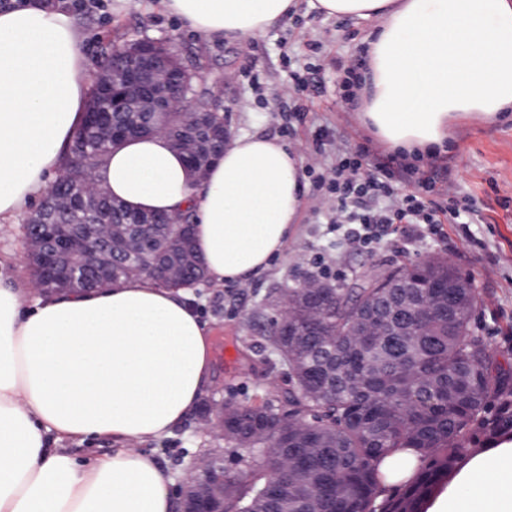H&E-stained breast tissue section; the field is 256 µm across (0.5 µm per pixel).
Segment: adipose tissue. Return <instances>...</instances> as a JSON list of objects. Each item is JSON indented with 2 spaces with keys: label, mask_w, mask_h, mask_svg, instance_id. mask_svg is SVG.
Returning a JSON list of instances; mask_svg holds the SVG:
<instances>
[{
  "label": "adipose tissue",
  "mask_w": 512,
  "mask_h": 512,
  "mask_svg": "<svg viewBox=\"0 0 512 512\" xmlns=\"http://www.w3.org/2000/svg\"><path fill=\"white\" fill-rule=\"evenodd\" d=\"M214 41L253 38L300 5L377 20L359 119L393 151L444 150L462 119L512 112V0H161ZM93 83L72 16L49 0L0 10V224L47 190L85 122ZM95 180L129 209L193 215L207 280L241 282L282 256L303 206L301 158L230 134L195 180L167 137L102 153ZM0 264V512H176L169 471L130 440L160 438L213 385L212 330L187 289L147 276L86 293L30 294ZM109 440L76 456L68 444ZM428 512H512V440L467 461Z\"/></svg>",
  "instance_id": "ef3b65f1"
}]
</instances>
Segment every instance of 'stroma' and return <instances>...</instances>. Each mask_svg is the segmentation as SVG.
I'll return each instance as SVG.
<instances>
[{"label":"stroma","mask_w":512,"mask_h":512,"mask_svg":"<svg viewBox=\"0 0 512 512\" xmlns=\"http://www.w3.org/2000/svg\"><path fill=\"white\" fill-rule=\"evenodd\" d=\"M100 9H80L65 0L84 34L82 49L91 68H98L113 42L139 36L169 39L184 58L196 61L207 87L224 106L227 125L238 132L276 137L302 156L305 168L323 170L339 148L359 145L370 154L388 148L356 119L355 109L340 98L344 68L363 56V41L372 28L368 21L339 20L299 8L288 20L257 38L227 37L205 41L167 14L158 0H103ZM315 78L313 88L299 89L293 73ZM305 105L302 118H288L293 105ZM323 137L325 154L314 150ZM442 173L429 161L418 162L419 172L436 174V189L448 204L475 199L480 216L460 214L445 225L444 236L429 234L407 239L396 231L368 251L346 246V225L337 223L333 205L314 183H307L305 203L285 253L269 271L244 283L216 288L203 282L191 296L202 319L213 328L218 350H233L234 361H220L216 383L203 395L202 406L170 435L150 441H130V448L166 466L174 482H182L197 466L204 450L222 457L225 467L236 465L221 430L205 423L204 406L232 402H260L287 389L285 372L272 371L269 349L256 338L277 308L284 289L294 287L322 257L337 282L376 265L392 269L424 255L448 258L471 275L483 304L475 314V329L500 350H512V119L494 125L460 121L450 148L440 154ZM29 243L22 225L0 227V259L21 268L19 283L33 288L26 258ZM251 328H243L244 318Z\"/></svg>","instance_id":"35a3bbf8"}]
</instances>
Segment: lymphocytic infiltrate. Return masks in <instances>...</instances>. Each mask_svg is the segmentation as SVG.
Returning <instances> with one entry per match:
<instances>
[{
	"label": "lymphocytic infiltrate",
	"mask_w": 512,
	"mask_h": 512,
	"mask_svg": "<svg viewBox=\"0 0 512 512\" xmlns=\"http://www.w3.org/2000/svg\"><path fill=\"white\" fill-rule=\"evenodd\" d=\"M363 157L360 149L337 153L329 175L314 179L335 205L337 223L351 225L352 241L370 247L398 224L406 225L411 236L423 227L442 235L446 209L435 197L432 180L418 177L413 166L395 164L390 156L376 159L373 171L366 173Z\"/></svg>",
	"instance_id": "f902f5d3"
}]
</instances>
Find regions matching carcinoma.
Listing matches in <instances>:
<instances>
[{"mask_svg":"<svg viewBox=\"0 0 512 512\" xmlns=\"http://www.w3.org/2000/svg\"><path fill=\"white\" fill-rule=\"evenodd\" d=\"M187 131L183 116L172 113L164 134L175 141ZM111 146L78 132L34 220H42L61 189L94 181L86 154ZM90 211L98 224L137 232L134 249L113 241L124 259L112 268L113 282L177 250L172 225L157 224L144 238L143 213L106 193ZM185 252L173 288L203 281L189 241ZM68 260L79 288L103 285L83 259ZM323 292L318 303L306 288L285 289L290 317L269 320L263 340L288 372L283 398L224 404V442L246 452L244 477L224 469V512H424L428 498L472 456L512 438V365L476 333L480 296L472 278L445 259L372 268L349 288L332 284ZM408 295L438 314L419 324L389 307ZM372 322L385 333L376 344L366 336ZM402 451L415 456L418 476L384 491L380 463ZM293 457L300 460L299 483L284 466Z\"/></svg>","mask_w":512,"mask_h":512,"instance_id":"cac0c4a2","label":"carcinoma"}]
</instances>
